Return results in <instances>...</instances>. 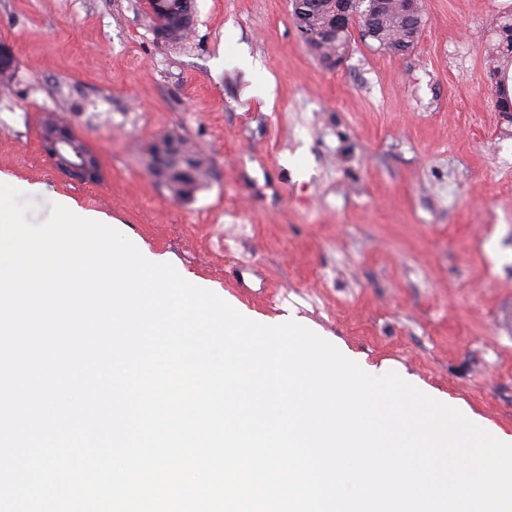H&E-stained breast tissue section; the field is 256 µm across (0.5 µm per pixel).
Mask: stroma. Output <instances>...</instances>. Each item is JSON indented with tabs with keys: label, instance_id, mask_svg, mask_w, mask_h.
Instances as JSON below:
<instances>
[{
	"label": "stroma",
	"instance_id": "35a3bbf8",
	"mask_svg": "<svg viewBox=\"0 0 512 512\" xmlns=\"http://www.w3.org/2000/svg\"><path fill=\"white\" fill-rule=\"evenodd\" d=\"M421 4L411 50L356 35L331 70L289 0H194L193 36L176 44L145 0H0L18 59L0 95V180L31 223L62 201L100 214L241 314L293 312L512 435V112L487 61L512 0ZM47 112L96 154L100 182L60 173ZM163 136L210 162L191 195L145 167Z\"/></svg>",
	"mask_w": 512,
	"mask_h": 512
}]
</instances>
